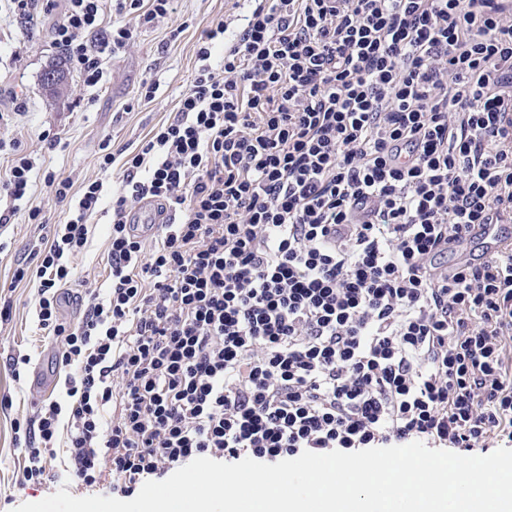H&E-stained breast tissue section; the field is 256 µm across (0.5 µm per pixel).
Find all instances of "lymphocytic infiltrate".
<instances>
[{"label":"lymphocytic infiltrate","mask_w":512,"mask_h":512,"mask_svg":"<svg viewBox=\"0 0 512 512\" xmlns=\"http://www.w3.org/2000/svg\"><path fill=\"white\" fill-rule=\"evenodd\" d=\"M87 85L172 0H10ZM227 39L224 64L210 63ZM174 119L112 195L111 281L61 321L103 183L46 172L65 223L14 282L59 340L58 394L14 419L19 484L64 472L129 497L199 457L420 441L512 443V249L452 270L473 224L512 222V9L498 0H257L213 23ZM177 213L146 242L142 201Z\"/></svg>","instance_id":"f902f5d3"}]
</instances>
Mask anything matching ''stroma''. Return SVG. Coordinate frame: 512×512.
<instances>
[{"label": "stroma", "instance_id": "stroma-1", "mask_svg": "<svg viewBox=\"0 0 512 512\" xmlns=\"http://www.w3.org/2000/svg\"><path fill=\"white\" fill-rule=\"evenodd\" d=\"M253 7L252 0H174L169 14L154 27L138 30L122 51L102 56L103 76L96 86L84 85L79 73L66 69L67 87L56 92L42 85L41 75L64 63L51 37L60 11L44 16L34 35L23 40L7 0H0V170L8 169L9 145L16 142L31 158L37 176L30 201L15 203L0 196L1 207L17 208L10 224L0 226V292L9 294L13 301L10 318L0 320V399L9 401L8 406H0V512H14L20 504L51 493L47 487L16 483L18 452L11 431L12 420L33 412L38 400L51 395L57 380L53 372L57 345L42 338L36 328V287L13 281L18 260L45 242L50 225L67 217L64 206L45 185L43 173L49 170L70 178L77 190L89 181L103 182L100 209L87 220L88 242L73 260L69 289L108 288V211L122 170H101L103 149L134 152L145 137L171 121L199 67L197 48L203 31L220 18L229 28H236ZM175 28L182 34L172 42L168 36ZM145 79L154 80L158 86L155 99L148 104L138 96ZM16 92L22 95L24 108H16L12 98ZM52 135L61 139L53 150L46 142ZM35 206L41 209L45 224L30 219L29 210ZM20 353L30 354L31 362L17 374L10 359Z\"/></svg>", "mask_w": 512, "mask_h": 512}]
</instances>
